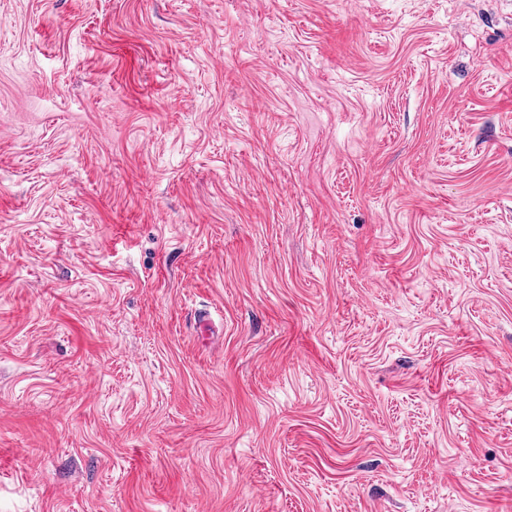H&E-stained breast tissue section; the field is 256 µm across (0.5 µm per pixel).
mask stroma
<instances>
[{
    "label": "stroma",
    "mask_w": 512,
    "mask_h": 512,
    "mask_svg": "<svg viewBox=\"0 0 512 512\" xmlns=\"http://www.w3.org/2000/svg\"><path fill=\"white\" fill-rule=\"evenodd\" d=\"M0 512H512V0H0Z\"/></svg>",
    "instance_id": "stroma-1"
}]
</instances>
